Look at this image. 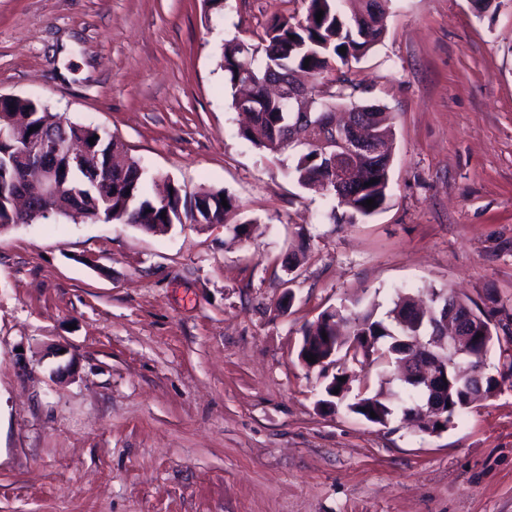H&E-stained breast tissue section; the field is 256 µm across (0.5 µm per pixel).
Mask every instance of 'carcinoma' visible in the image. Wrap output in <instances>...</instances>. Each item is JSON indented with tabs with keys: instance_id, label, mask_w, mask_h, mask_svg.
<instances>
[{
	"instance_id": "cac0c4a2",
	"label": "carcinoma",
	"mask_w": 512,
	"mask_h": 512,
	"mask_svg": "<svg viewBox=\"0 0 512 512\" xmlns=\"http://www.w3.org/2000/svg\"><path fill=\"white\" fill-rule=\"evenodd\" d=\"M304 18L275 16L267 24L264 34L256 44H244L234 38L224 43L220 67L224 71L225 88L230 90L232 106L238 107L239 96L248 89L257 111L252 113L250 124L240 131L243 139L255 148L272 155L282 156L291 152L292 161L286 165V174L293 177L303 188L325 185L329 173L324 169L322 152L309 141L311 134L307 127L297 125V114L288 111L282 100L269 95L260 85L267 71L292 70L309 77L311 97L319 100L329 97L335 107L345 106L354 109L359 103L353 101L355 86L349 75L352 64L360 61L369 50L381 41L385 33V19L390 0H307ZM323 12L321 20L316 14ZM365 13L369 17L367 29L354 26L355 16ZM346 52H339L340 48ZM8 117L18 116L27 120L25 127L14 130V136L0 141V178L11 177V159L18 150L21 140L29 136V129L57 128L65 125L70 136L85 144L90 137L94 143H113L115 154L106 155L103 161L113 158L116 166L124 172L121 186L113 187L112 199L101 205L100 215L105 222L131 224L149 234L167 232L175 224H228L237 216L236 199L224 189L200 187L188 191L174 182L164 184L163 192L152 194L148 186L150 177L141 160L130 157L123 146L113 141L108 132L91 123H74L56 113L36 97H14L0 103V113ZM374 131L383 140L393 139L394 126L391 114L379 106H371ZM365 185L355 192L342 193L330 186L332 196L339 206L350 212L351 217H370L376 214L385 203L390 181L391 168L383 164L376 170L360 166ZM375 183H370V180ZM99 176L93 172L73 170L68 183L47 203V212L35 216L16 212L11 194L0 196V227L47 220L59 217L73 222L80 218H94L95 214L80 208L74 193L95 192V182ZM368 199L375 200V207L365 206ZM227 205H222V201ZM166 217H161V212ZM233 223V222H231ZM232 230L237 237H249L248 222H234ZM415 300L409 293H402L394 301L393 308L386 318L376 316L375 305L347 311L340 307L323 311L316 321L303 327L302 342L297 354L300 362L307 361L310 354H319L327 359V364L338 366L336 374L324 386L326 399L322 403L333 405V400H342L350 384L360 381V377L347 373L346 364L365 365L370 359H381L386 363H400L406 359L399 351L397 341L404 336L414 335V330L401 326L403 311L413 307ZM327 337H322V334ZM500 346V356L495 372H483L484 392L469 390L455 381V373L448 370V411L444 422L433 424V428H447L453 419L470 406L485 399V394L498 391L506 382L512 383V332L504 336H490L473 345L476 352V365H487V354L493 345ZM346 381L341 382L339 378ZM389 381L381 380L380 388L358 393L353 402L346 405L349 412L360 416L369 423L387 425L397 413L416 423L419 432L429 428L425 420L426 401L423 392L404 380L393 389ZM338 394H333L334 389ZM376 417H371L370 413Z\"/></svg>"
}]
</instances>
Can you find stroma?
<instances>
[{"label": "stroma", "instance_id": "stroma-1", "mask_svg": "<svg viewBox=\"0 0 512 512\" xmlns=\"http://www.w3.org/2000/svg\"><path fill=\"white\" fill-rule=\"evenodd\" d=\"M306 8L0 0V94L254 222L0 231V512H512V386L428 435L326 408L297 359L302 325L358 298L382 315L451 290L512 314V0H391L350 74L393 117L387 200L350 223L240 137L224 87V41Z\"/></svg>", "mask_w": 512, "mask_h": 512}]
</instances>
